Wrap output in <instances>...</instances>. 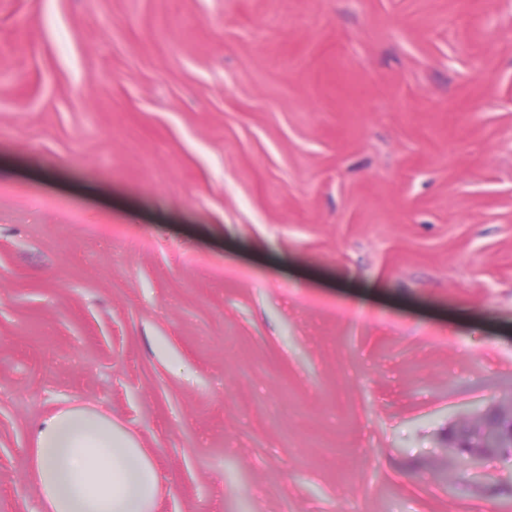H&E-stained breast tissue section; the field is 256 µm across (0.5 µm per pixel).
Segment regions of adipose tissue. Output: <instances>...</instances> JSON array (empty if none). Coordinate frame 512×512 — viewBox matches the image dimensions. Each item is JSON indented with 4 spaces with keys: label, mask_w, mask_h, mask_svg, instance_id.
Listing matches in <instances>:
<instances>
[{
    "label": "adipose tissue",
    "mask_w": 512,
    "mask_h": 512,
    "mask_svg": "<svg viewBox=\"0 0 512 512\" xmlns=\"http://www.w3.org/2000/svg\"><path fill=\"white\" fill-rule=\"evenodd\" d=\"M31 436L27 476L39 512H154L160 481L153 463L95 407H59Z\"/></svg>",
    "instance_id": "ef3b65f1"
}]
</instances>
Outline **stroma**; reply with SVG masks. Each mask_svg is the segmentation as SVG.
Instances as JSON below:
<instances>
[{
	"label": "stroma",
	"mask_w": 512,
	"mask_h": 512,
	"mask_svg": "<svg viewBox=\"0 0 512 512\" xmlns=\"http://www.w3.org/2000/svg\"><path fill=\"white\" fill-rule=\"evenodd\" d=\"M511 402L512 0H0V512L85 403L155 512H512ZM511 410L512 408L510 406L507 411L498 410L500 411L496 412L498 414H486L476 425L471 428L464 429L460 433L456 434L455 439H465L467 448H480L471 452L466 458L469 475L472 479L476 480L480 476L479 461L481 457L489 451L496 452V448H499V439L497 435H490L483 444L485 426H499L504 429L505 433H507L509 428H511V421L507 417L499 414L506 413L508 416H511ZM482 446L483 448H481ZM467 448H462L463 454Z\"/></svg>",
	"instance_id": "obj_1"
}]
</instances>
